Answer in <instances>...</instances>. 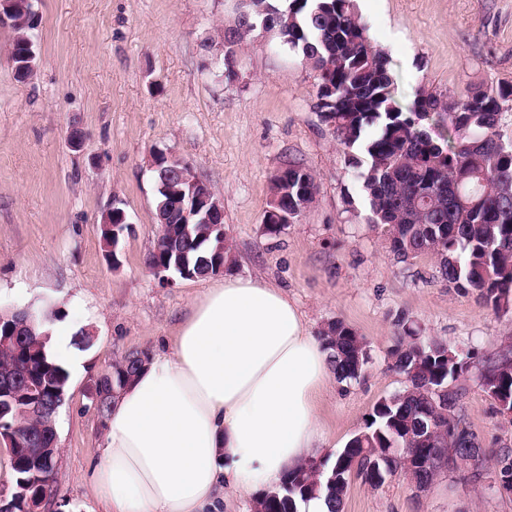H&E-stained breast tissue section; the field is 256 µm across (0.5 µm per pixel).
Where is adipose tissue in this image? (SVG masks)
I'll return each mask as SVG.
<instances>
[{
    "mask_svg": "<svg viewBox=\"0 0 512 512\" xmlns=\"http://www.w3.org/2000/svg\"><path fill=\"white\" fill-rule=\"evenodd\" d=\"M330 365L278 286L227 276L180 321L170 352L115 395L89 482L106 512H223L323 452Z\"/></svg>",
    "mask_w": 512,
    "mask_h": 512,
    "instance_id": "ef3b65f1",
    "label": "adipose tissue"
}]
</instances>
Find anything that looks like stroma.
<instances>
[{
	"mask_svg": "<svg viewBox=\"0 0 512 512\" xmlns=\"http://www.w3.org/2000/svg\"><path fill=\"white\" fill-rule=\"evenodd\" d=\"M241 0H36L39 58L13 74L0 27V312H55L72 331L82 373L70 375L56 417L57 512H103L87 481L104 425L92 393L132 350L170 351L176 327L208 282L166 285L148 259L155 219L153 151L189 164L224 204L228 276L281 287L314 333L340 320L363 336L371 359L350 386L329 381L320 404L327 454L361 432L375 402L403 389L388 350L401 323L459 351L495 352L512 336V310L494 311L450 288L434 257L397 259L373 223L357 171L315 108L316 76L270 36L224 70L222 32ZM371 40L393 63L401 97L416 87L450 95L512 83V0H358ZM84 135L80 149L71 128ZM296 160L316 177L315 203L276 236L264 231L272 176ZM120 203L131 228L118 266L101 239L102 216ZM464 406L488 453L512 448V419L477 376ZM467 469L420 491L403 477L373 489L351 481L343 512H512Z\"/></svg>",
	"mask_w": 512,
	"mask_h": 512,
	"instance_id": "35a3bbf8",
	"label": "stroma"
}]
</instances>
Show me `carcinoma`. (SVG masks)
<instances>
[{
  "label": "carcinoma",
  "mask_w": 512,
  "mask_h": 512,
  "mask_svg": "<svg viewBox=\"0 0 512 512\" xmlns=\"http://www.w3.org/2000/svg\"><path fill=\"white\" fill-rule=\"evenodd\" d=\"M274 16V37L297 52L316 73L315 107L332 127L345 154L365 158L359 171L373 223L387 227L390 251L402 260L421 255L437 257L448 285L472 294L495 310L512 305V143L499 131V117L512 102V84L489 89L469 88L458 96L414 90L405 104L397 96L392 60L370 39L361 21L357 0H243L237 24L224 30V68L235 75L242 45L261 34L253 27ZM27 27H11L16 52L23 35L34 36L40 19L28 12ZM288 190V211L299 220L318 193L313 174L294 161L278 170ZM187 235L181 224H166L162 244L149 262L179 264L191 277L205 278L223 264L225 247L211 224H193ZM0 419L17 425L21 439L10 449L16 484L32 493L53 485L56 464H37L31 440L48 447V419L32 405L25 382L32 381L49 398L67 388L68 372L49 360L42 325L23 330L21 343L12 342L8 315L0 316ZM336 381H357L369 362L367 342L340 320L322 335ZM144 351H131L112 365V380L103 388L117 392L128 386L143 365ZM390 368L406 379L404 390L379 399L362 436L336 451L333 459L302 464L288 472L281 486L255 501V512H298L297 504L320 498L328 512H342L344 482H327L332 470L349 472L371 488L382 483L369 474L372 450L392 454L389 465H400L396 444L409 443L412 454L434 448L453 449L465 462L474 447V432L448 437L445 414L469 427L461 401L463 384L474 356L458 353L440 339L422 340L402 327L388 351ZM479 380L495 387L496 397L512 404V350L479 361ZM497 474L512 484V451L477 458L471 477L480 481Z\"/></svg>",
  "instance_id": "obj_1"
}]
</instances>
